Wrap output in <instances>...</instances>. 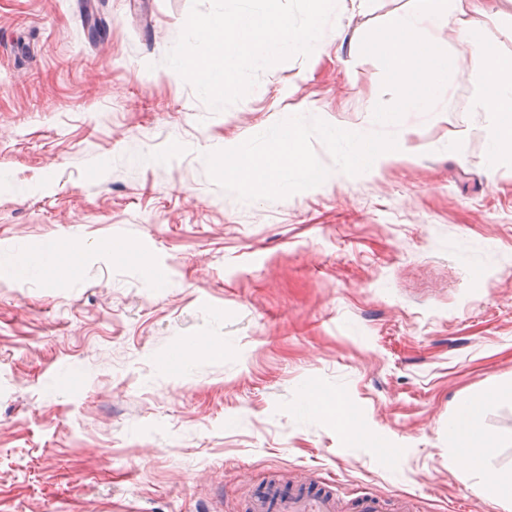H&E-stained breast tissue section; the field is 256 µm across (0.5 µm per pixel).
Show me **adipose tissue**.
Wrapping results in <instances>:
<instances>
[{"label":"adipose tissue","mask_w":512,"mask_h":512,"mask_svg":"<svg viewBox=\"0 0 512 512\" xmlns=\"http://www.w3.org/2000/svg\"><path fill=\"white\" fill-rule=\"evenodd\" d=\"M481 6L478 0H415L414 7L394 15L384 28L377 30L364 49L379 54L392 83L401 94L390 102L372 99L371 125L391 128L394 138L385 140L360 132L347 134L345 161L348 165L376 171L410 152L406 130L400 129V113L427 111L437 90L447 81L455 55L444 52L433 41L421 40L418 31L425 21L448 28L469 49V81L475 111L491 116L487 141L491 161L512 157V57L492 53L485 44L482 29L475 19ZM215 165L226 175L246 182L274 180L284 168L301 170L306 181L315 183L320 172L301 158V147L294 124L284 121L283 134L260 157L244 145L225 148L215 154ZM484 398L461 397L450 424L459 443L458 462L472 480L474 493L497 504L503 512H512V476L496 481L485 477L484 463L496 442L480 423Z\"/></svg>","instance_id":"obj_1"}]
</instances>
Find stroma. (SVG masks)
<instances>
[{
    "label": "stroma",
    "mask_w": 512,
    "mask_h": 512,
    "mask_svg": "<svg viewBox=\"0 0 512 512\" xmlns=\"http://www.w3.org/2000/svg\"><path fill=\"white\" fill-rule=\"evenodd\" d=\"M484 2L512 55V0ZM410 5L333 17L214 114L163 62L191 0H0V254L81 255L66 282L0 269V512H244L272 474L468 512L448 426L512 383V160L489 163L456 71L401 115L420 152L375 173L341 153L396 93L360 45ZM288 114L319 183L215 166ZM482 424L488 475L512 470V400Z\"/></svg>",
    "instance_id": "1"
}]
</instances>
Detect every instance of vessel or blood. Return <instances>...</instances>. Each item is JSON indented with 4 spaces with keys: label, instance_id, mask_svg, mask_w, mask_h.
<instances>
[{
    "label": "vessel or blood",
    "instance_id": "1",
    "mask_svg": "<svg viewBox=\"0 0 512 512\" xmlns=\"http://www.w3.org/2000/svg\"><path fill=\"white\" fill-rule=\"evenodd\" d=\"M248 512H337L335 489L308 481L295 487L269 478L251 495Z\"/></svg>",
    "mask_w": 512,
    "mask_h": 512
}]
</instances>
